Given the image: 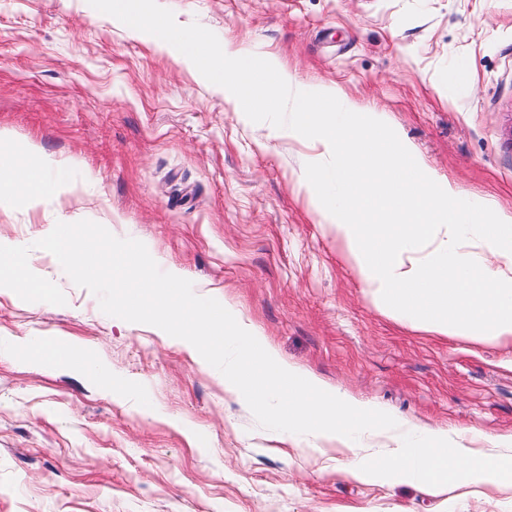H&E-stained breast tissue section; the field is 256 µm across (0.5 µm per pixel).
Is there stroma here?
Returning a JSON list of instances; mask_svg holds the SVG:
<instances>
[{"label":"stroma","instance_id":"obj_1","mask_svg":"<svg viewBox=\"0 0 512 512\" xmlns=\"http://www.w3.org/2000/svg\"><path fill=\"white\" fill-rule=\"evenodd\" d=\"M298 83L397 126L485 222L512 212V0H142ZM243 115L196 71L108 17L104 0H0V155L75 174L50 204L0 202L43 298L0 294V512H512V490L428 496L361 483L335 449L279 441L215 371L72 280L40 238L80 245L231 303L288 361L395 416L512 432V343L432 336L374 305L298 177L312 140ZM65 338L103 385L26 359Z\"/></svg>","mask_w":512,"mask_h":512}]
</instances>
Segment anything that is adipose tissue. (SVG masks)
<instances>
[{
    "mask_svg": "<svg viewBox=\"0 0 512 512\" xmlns=\"http://www.w3.org/2000/svg\"><path fill=\"white\" fill-rule=\"evenodd\" d=\"M162 46L248 111L271 112L290 99L291 116L277 133L313 137L322 155L332 158L329 166L310 158L299 183L382 313L434 336L512 343L511 212H499L492 224L476 221L458 188L437 177L378 113L360 111L338 93L294 83L273 60L261 64L275 76L263 85L255 76L261 65L230 43L173 33ZM73 179L69 167L51 159L33 171L11 158L0 163V196L40 205ZM329 185L335 195L326 194ZM42 244L75 279L124 277L129 286L118 302L129 316L150 320L201 363L223 361L225 392L289 434L311 437L315 447L336 443L353 478L397 480L432 495L512 485L511 432L483 436L394 417L289 363L231 306L218 313L183 293L178 270L160 284L138 266L117 267L78 247L69 224L50 225ZM2 291L45 296L49 288L31 276L22 251L0 241ZM24 352L38 363L108 377L95 361H79V348L62 339L29 337Z\"/></svg>",
    "mask_w": 512,
    "mask_h": 512,
    "instance_id": "ef3b65f1",
    "label": "adipose tissue"
}]
</instances>
